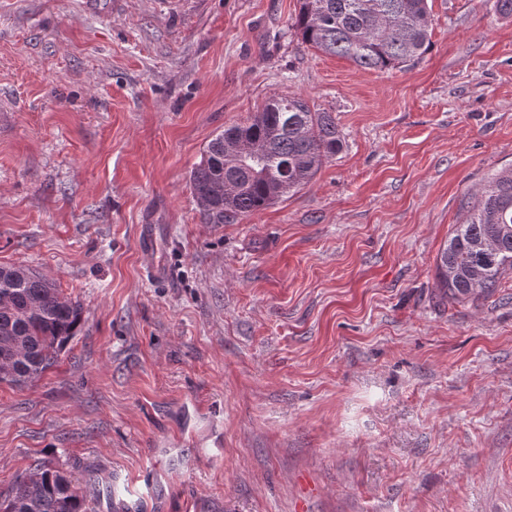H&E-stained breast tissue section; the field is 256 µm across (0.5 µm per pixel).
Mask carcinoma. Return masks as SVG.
I'll list each match as a JSON object with an SVG mask.
<instances>
[{"mask_svg": "<svg viewBox=\"0 0 512 512\" xmlns=\"http://www.w3.org/2000/svg\"><path fill=\"white\" fill-rule=\"evenodd\" d=\"M427 0H299L304 43L364 69H407L430 47ZM343 147L336 119L301 96L275 94L247 122L224 127L205 147L189 186L209 224L263 210L307 185ZM512 278V167L470 193L436 260L437 287L451 298L493 296ZM80 305L24 266H0V383L22 387L58 361L76 336ZM0 512H89L59 471L19 476Z\"/></svg>", "mask_w": 512, "mask_h": 512, "instance_id": "obj_1", "label": "carcinoma"}]
</instances>
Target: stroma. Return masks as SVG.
Here are the masks:
<instances>
[{
    "label": "stroma",
    "mask_w": 512,
    "mask_h": 512,
    "mask_svg": "<svg viewBox=\"0 0 512 512\" xmlns=\"http://www.w3.org/2000/svg\"><path fill=\"white\" fill-rule=\"evenodd\" d=\"M493 4L428 0L429 51L380 72L304 44L298 0H0V265L82 307L55 367L0 383V493L43 463L90 512H512V280L435 279L512 165ZM275 94L342 150L205 223L192 168Z\"/></svg>",
    "instance_id": "obj_1"
}]
</instances>
